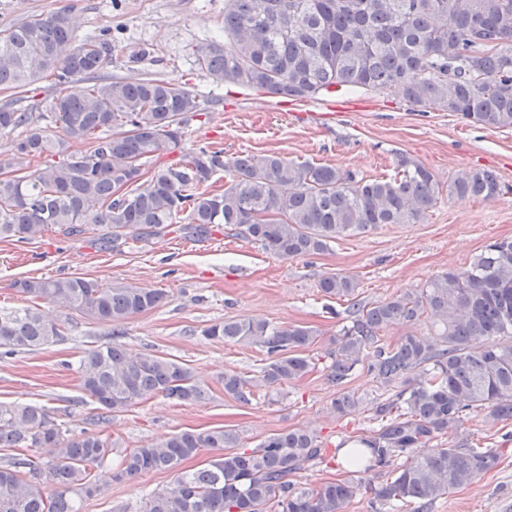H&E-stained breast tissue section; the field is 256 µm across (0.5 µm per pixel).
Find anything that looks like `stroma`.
<instances>
[{"label": "stroma", "mask_w": 512, "mask_h": 512, "mask_svg": "<svg viewBox=\"0 0 512 512\" xmlns=\"http://www.w3.org/2000/svg\"><path fill=\"white\" fill-rule=\"evenodd\" d=\"M224 5L225 0H0V29L68 7L78 37L104 33L111 40L108 74L157 75L195 93L198 108L187 120L185 137L175 150L153 158L155 167L209 146L228 159L277 153L296 163L328 164L376 178L393 176L404 154L429 167L440 183L488 169L509 190L491 201L443 192L420 223L388 224L339 239L323 254L290 259L221 228L199 239L184 237L178 228L107 252L88 239L53 232L32 242H0V307L29 305L13 284L31 278L83 276L164 290V303L129 321L124 342L182 363L211 389L202 402L159 395L110 417L102 429L114 448L94 467L99 492L80 501L79 512H115L119 506L140 512L147 495L168 485L171 475L158 471L115 479L123 456L184 430L233 429L238 449L248 450L282 430L312 429L326 449L325 459L298 473L296 483L312 487L349 477L337 447L347 437L368 434L373 412L367 406L345 418L329 412L336 389L325 378V352L343 325L344 304L320 293V278L329 272L355 277L359 299L371 305L421 287L443 271L469 266L490 242L512 238V129L474 126L434 108L422 112L394 92L339 90L292 101L217 84L194 51L223 37ZM57 93L42 79L22 89L0 88V105L45 112ZM231 317L317 329L319 342L311 352L315 371L280 393L258 390L248 405L225 396L224 372L255 377L266 357L254 345L202 336L204 327ZM52 318L62 332L56 342L0 355V402L46 406L72 437L90 429L96 414L79 386V357L108 342L111 329L57 311ZM428 512H512V451L487 473L435 500Z\"/></svg>", "instance_id": "stroma-1"}]
</instances>
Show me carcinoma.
<instances>
[{"label":"carcinoma","mask_w":512,"mask_h":512,"mask_svg":"<svg viewBox=\"0 0 512 512\" xmlns=\"http://www.w3.org/2000/svg\"><path fill=\"white\" fill-rule=\"evenodd\" d=\"M226 2L224 40L196 48L199 66L217 82L294 101L339 88L397 91L415 107L512 128V0ZM111 56L104 33L77 40L69 9L0 30V87L23 88L43 75L57 85L76 77L92 82L84 94L57 96L47 112L0 107V131L24 129L11 156L0 159V240L92 231L97 248L110 251L171 232L185 212L189 222L179 227L185 234L203 238L222 225L290 259L322 254L336 240L382 224H416L440 195L434 172L404 155L395 175L382 179L274 153L226 160L224 151L206 148L147 172L149 159L179 146L196 97L171 80L106 75ZM51 126L60 135L50 134ZM77 140L88 148L69 151ZM218 171L228 180L215 193L206 183ZM501 191L486 169L448 183V194L459 198L492 200ZM13 287L111 328L110 342L84 351L78 365L98 421L156 395L188 403L209 398V387L189 368L122 342L128 321L163 303L164 291L84 277L24 279ZM318 287L347 303L346 324L325 353L326 378L338 388L330 413L341 418L362 409L364 397L346 389L359 365L384 389L372 405L379 424L344 457L365 474L391 468L372 487L379 509L403 512L415 503L414 512H423L492 469L502 449L474 444L464 424L475 413L490 426L512 421V239L489 243L467 268L371 306L356 299L350 275L328 273ZM425 314L438 319L436 334L382 341L387 327L413 325ZM202 335L265 349L257 377L222 376L224 394L242 404L258 388L278 390L315 369L308 351L319 333L312 327L228 318ZM60 336L38 303L0 309V349L8 355L39 350ZM445 436L451 445L439 443ZM238 442L233 429L182 431L127 453L116 478L173 474L142 512H343L356 495L351 478L295 486L297 473L324 458L311 430L273 433L251 450L232 451ZM430 443V453L403 460ZM0 448L42 449L0 464V512H78L77 500L98 493L91 470L114 443L99 430L66 436L43 406L0 403ZM203 448L220 454L183 470ZM46 482L55 486L50 494Z\"/></svg>","instance_id":"cac0c4a2"}]
</instances>
